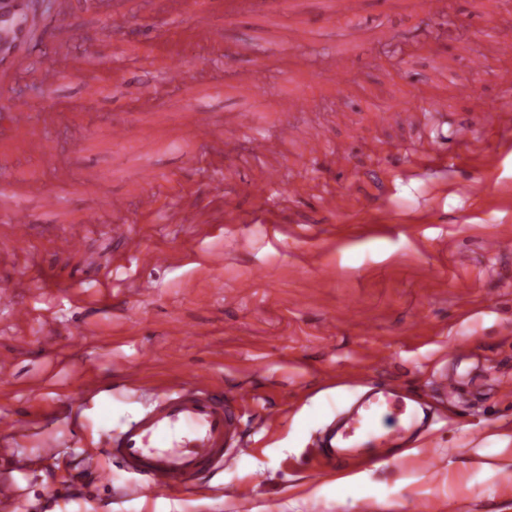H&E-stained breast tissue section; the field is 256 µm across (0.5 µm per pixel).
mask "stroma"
I'll use <instances>...</instances> for the list:
<instances>
[{"label":"stroma","mask_w":512,"mask_h":512,"mask_svg":"<svg viewBox=\"0 0 512 512\" xmlns=\"http://www.w3.org/2000/svg\"><path fill=\"white\" fill-rule=\"evenodd\" d=\"M225 0H201L208 28L172 20L185 0H73V43L57 59L50 44L33 49L0 89V102L24 94L34 120L0 128V243L7 214L23 209L33 224L31 250H0V289L43 269L56 282L26 292L30 320L0 308V354L15 360L0 381V415L17 419L13 459L0 482H17L15 512H512V54L472 60L487 26L512 43V0H364L358 38L336 20L329 0H288L285 7L229 14ZM454 20L464 38L441 28ZM137 29L135 42L114 38L113 24ZM343 54L342 78L327 70ZM178 57L186 77L168 82L163 61ZM54 59L64 78L42 91L39 72ZM410 94L389 123L378 112L392 97L388 71ZM252 72L256 87L238 80ZM107 78L93 106L86 80ZM322 85L311 95L308 85ZM296 110H289V101ZM204 110L214 131L195 139L189 107ZM506 111L499 131L479 128L446 160L409 167L399 152L432 154L439 135L461 118L478 122ZM242 116V134L224 141V115ZM333 164L309 153L315 125ZM126 130L114 140L112 130ZM47 132L52 151L24 152ZM286 138L284 154L252 155L255 136ZM200 156L197 170L187 160ZM284 188L258 193L271 175ZM159 207L137 210L149 179ZM485 195L469 196L471 180ZM53 190L60 205L42 204ZM341 195L330 212L324 200ZM120 206L101 214L83 248L64 239L102 199ZM276 213L284 232L257 220ZM131 228L127 238L111 233ZM504 240L490 253L488 238ZM167 252L166 264L142 269L137 249ZM436 274H429V266ZM82 287H69L72 277ZM150 296H142V289ZM335 326L321 333L323 323ZM461 353H453L455 345ZM385 364H378V357ZM138 366L139 389L125 387ZM458 374L462 396L437 391L441 369ZM202 375L239 404L247 453L230 458L211 482L173 498H129L130 476L83 458L135 421L152 396ZM371 384L425 394L434 421L407 448L402 467L364 455L336 466L319 455L321 432ZM97 385L81 411L72 395ZM57 449L46 460L42 449Z\"/></svg>","instance_id":"35a3bbf8"}]
</instances>
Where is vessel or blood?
Listing matches in <instances>:
<instances>
[{
  "label": "vessel or blood",
  "instance_id": "b4317fda",
  "mask_svg": "<svg viewBox=\"0 0 512 512\" xmlns=\"http://www.w3.org/2000/svg\"><path fill=\"white\" fill-rule=\"evenodd\" d=\"M26 0H0V69L8 68L21 50L34 38H49L54 30L70 27L72 0H49L47 25L34 33L25 20ZM11 247L26 250L31 242L30 218L22 211L10 215ZM0 306L20 319L29 318L30 308L18 287L0 290ZM412 397L397 388L383 385L366 400L362 414L356 415L344 430L337 448L328 459L344 462L362 448H394L415 424ZM392 417L389 431H380L377 418ZM240 417L221 393L192 377L176 388L157 395L149 409L128 428L112 436L104 450L113 464L131 476L125 487L129 497L150 495L172 497L220 469L229 451H242Z\"/></svg>",
  "mask_w": 512,
  "mask_h": 512
}]
</instances>
